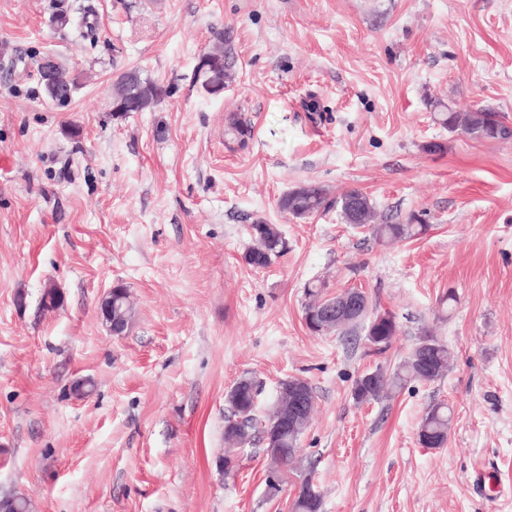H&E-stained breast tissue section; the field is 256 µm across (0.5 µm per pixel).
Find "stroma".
<instances>
[{
  "label": "stroma",
  "mask_w": 512,
  "mask_h": 512,
  "mask_svg": "<svg viewBox=\"0 0 512 512\" xmlns=\"http://www.w3.org/2000/svg\"><path fill=\"white\" fill-rule=\"evenodd\" d=\"M83 6L92 41L55 22ZM220 33L232 67L215 96L196 66ZM46 56L79 78L67 103L43 93ZM130 70L169 93L113 115ZM435 100L512 127V0H0V497L289 512L309 473L321 512H512V139L448 132ZM232 113L246 147L224 134ZM308 183L428 229L387 244L333 209L293 218L279 200ZM257 222L288 242L263 269L245 260ZM316 282L392 314L390 349L310 332ZM118 285L134 315L115 336L100 302ZM426 329L452 353L445 375L357 403L355 379ZM245 374L262 407L290 377L315 394L301 467L275 490L263 444L238 449L232 475L220 465ZM438 403L448 442L426 448ZM451 422V410L444 404L432 406L422 418L419 425V441L430 448H440L447 444L448 430ZM429 438V443L422 438Z\"/></svg>",
  "instance_id": "1"
}]
</instances>
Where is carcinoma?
Instances as JSON below:
<instances>
[{
  "instance_id": "carcinoma-1",
  "label": "carcinoma",
  "mask_w": 512,
  "mask_h": 512,
  "mask_svg": "<svg viewBox=\"0 0 512 512\" xmlns=\"http://www.w3.org/2000/svg\"><path fill=\"white\" fill-rule=\"evenodd\" d=\"M205 56L209 57L210 65L196 69L197 79L203 87L224 82L229 67L228 56L224 52V36H219L215 46ZM168 91L156 82L142 78L137 72L121 74L114 85L113 96L132 98L136 101V111L142 112L149 108ZM434 119L448 132H460L471 138L482 140L507 139L512 136V128L498 118L497 113L476 111L460 113L451 106L441 102L434 104ZM280 207L297 219L307 218L322 210L336 207L344 223L363 226L370 222L374 205L372 200L358 189H352L336 200L328 198L325 188L320 185H304L288 191L279 201ZM429 225L421 222L416 214L407 216L404 223L376 224L374 233L382 241L396 242L410 239L425 233ZM255 245L246 253V262L256 269L267 267L272 259L280 256L287 243L281 230L274 224L257 223L251 225ZM126 288L114 289L112 297V318L128 326L132 316L130 300L127 299ZM366 336L372 337L382 345L378 352H386L397 333L394 318L385 319L382 315L368 319L365 325ZM426 343V356L416 360L412 353H407L403 360L392 370L384 371L370 390L369 397L376 401L387 391L397 390L410 382H434L445 375L451 360L448 344L434 335L430 330L421 332L417 343ZM259 389L253 378L240 377L226 395L229 414L224 417V441L236 444L242 441L250 444L255 440H264V434L271 428L280 431L282 442L279 448H267L265 452L272 461L283 467L292 466L297 462L300 453L299 442L304 428L294 429L280 421L272 423L267 414L257 412L255 399ZM451 422V410L444 404L432 406L422 418L418 436L429 439L427 446L440 448L447 444L448 430ZM303 493L292 499L291 512H320L321 495L316 490L311 476L301 479Z\"/></svg>"
}]
</instances>
